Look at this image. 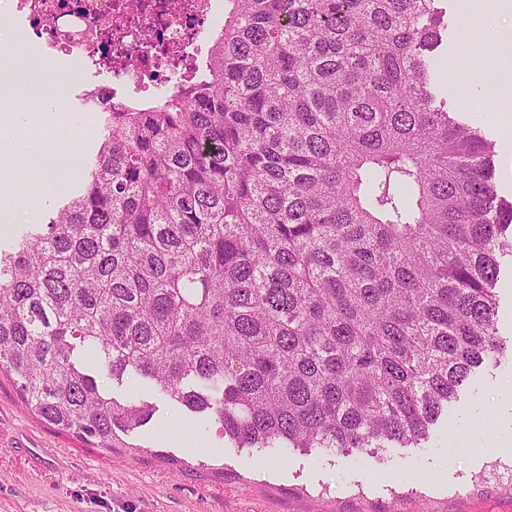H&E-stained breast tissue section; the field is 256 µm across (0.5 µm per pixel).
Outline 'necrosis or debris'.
<instances>
[{
  "label": "necrosis or debris",
  "mask_w": 512,
  "mask_h": 512,
  "mask_svg": "<svg viewBox=\"0 0 512 512\" xmlns=\"http://www.w3.org/2000/svg\"><path fill=\"white\" fill-rule=\"evenodd\" d=\"M68 1L63 10L61 0H9L18 23L0 41V68L14 74L5 96L24 98L29 76L60 59L69 77L97 75L88 110L149 99L173 76L198 67L210 34L224 22L223 0ZM65 108L59 101L43 110L42 122L51 128L45 150L32 154L26 142L16 143L32 165L50 169L55 156L70 149L69 134L57 126Z\"/></svg>",
  "instance_id": "4bbe7bcc"
}]
</instances>
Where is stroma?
Returning <instances> with one entry per match:
<instances>
[{"instance_id":"1","label":"stroma","mask_w":512,"mask_h":512,"mask_svg":"<svg viewBox=\"0 0 512 512\" xmlns=\"http://www.w3.org/2000/svg\"><path fill=\"white\" fill-rule=\"evenodd\" d=\"M443 6L454 28L441 95L495 140L496 189L511 202L512 104L493 91L503 73L490 78L485 67L512 55V45L492 44L485 0ZM462 49L477 74L463 87ZM70 90L59 87L72 153L52 174L38 175L30 213L0 232V247L77 189L83 158L98 148L101 115L85 111ZM143 397L156 406L153 418L132 433L130 447L108 450L43 421L0 375V512H477L512 502V451L495 445L512 435V355L464 383L428 442L384 450L378 473L351 454L228 448L214 425L201 432L209 449L193 451L173 435L180 416L168 400L149 389Z\"/></svg>"}]
</instances>
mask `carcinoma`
I'll use <instances>...</instances> for the list:
<instances>
[{
	"label": "carcinoma",
	"mask_w": 512,
	"mask_h": 512,
	"mask_svg": "<svg viewBox=\"0 0 512 512\" xmlns=\"http://www.w3.org/2000/svg\"><path fill=\"white\" fill-rule=\"evenodd\" d=\"M203 75L103 113L81 188L0 249V373L98 448L150 382L234 448L430 437L507 356L495 141L435 105L436 0H226Z\"/></svg>",
	"instance_id": "carcinoma-1"
}]
</instances>
